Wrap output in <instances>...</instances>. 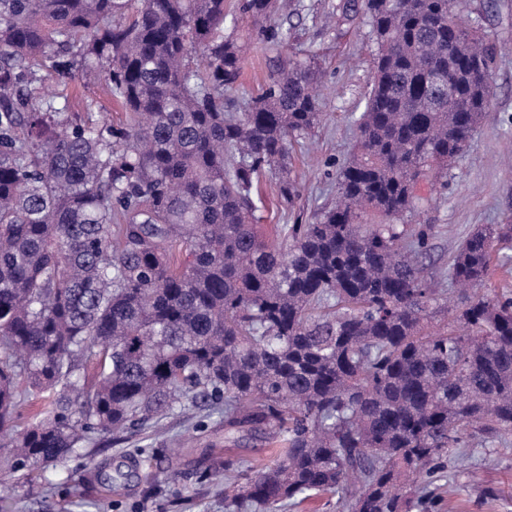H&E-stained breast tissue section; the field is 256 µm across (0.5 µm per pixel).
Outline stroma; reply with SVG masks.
Returning a JSON list of instances; mask_svg holds the SVG:
<instances>
[{
  "instance_id": "35a3bbf8",
  "label": "stroma",
  "mask_w": 512,
  "mask_h": 512,
  "mask_svg": "<svg viewBox=\"0 0 512 512\" xmlns=\"http://www.w3.org/2000/svg\"><path fill=\"white\" fill-rule=\"evenodd\" d=\"M339 0H291L280 18L293 37L276 48L257 31L240 26L237 37L244 64L236 102L259 92L285 56L314 60L321 72L320 122L291 155L299 196L287 203L274 176L263 177L258 215L261 224H308L334 206L338 174L356 140V120L370 89L373 47L363 23L335 24L331 14ZM467 25L481 26L493 45L491 96L467 149L448 169L446 180L422 184L420 210L410 224L431 227L432 250L427 274L447 288L449 304L458 290L446 278L461 241L483 224H512V0H458ZM68 103L69 116L105 113L125 120L101 80L54 78ZM244 457L263 464L273 457L264 443L250 439L237 447L224 444V417L185 405L161 420L123 433L83 443L64 461L30 477L0 470V512H226L220 488L202 480L209 458ZM139 465L130 481H108V473L129 460ZM450 495L430 503L412 499L409 512H512V443H473L448 460Z\"/></svg>"
}]
</instances>
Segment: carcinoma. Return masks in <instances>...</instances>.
<instances>
[{
  "label": "carcinoma",
  "instance_id": "obj_1",
  "mask_svg": "<svg viewBox=\"0 0 512 512\" xmlns=\"http://www.w3.org/2000/svg\"><path fill=\"white\" fill-rule=\"evenodd\" d=\"M342 0L375 48L339 199L312 224L257 223L254 183L292 201L293 143L320 117L318 68L289 58L238 112L239 21L286 47L278 0H0V449L11 470L62 460L187 403L278 449L247 459L224 498L283 512L337 496L336 512H403V489L445 477L471 438L512 436V297L448 289L420 258L430 228H398L419 182L445 175L489 103L493 48L448 28L451 0ZM94 70L129 119L43 94ZM453 70L458 97L439 81ZM512 224L475 228L451 280L481 286ZM41 418L14 429L28 391Z\"/></svg>",
  "mask_w": 512,
  "mask_h": 512
}]
</instances>
